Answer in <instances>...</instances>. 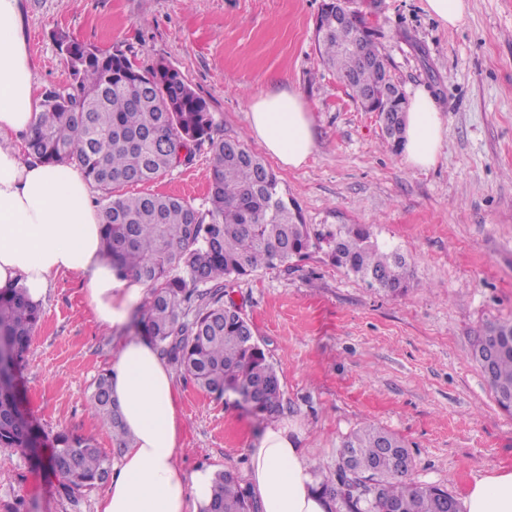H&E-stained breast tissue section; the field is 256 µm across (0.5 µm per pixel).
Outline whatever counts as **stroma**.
<instances>
[{
	"label": "stroma",
	"instance_id": "35a3bbf8",
	"mask_svg": "<svg viewBox=\"0 0 512 512\" xmlns=\"http://www.w3.org/2000/svg\"><path fill=\"white\" fill-rule=\"evenodd\" d=\"M323 0H25L28 49L39 88L67 70L50 38L60 29L99 49L118 46L140 69L165 60L206 99L215 138H240L257 154L250 104L289 90L307 102L315 149L299 168L274 165L281 192L319 231L368 224L379 242L413 261L408 292L376 293L320 243L285 266L225 282L250 319L284 390L282 422L294 425L313 469L329 470L343 436L369 421L395 433L415 460L411 478L463 498L476 480L512 471V414L503 412L470 358L477 330L512 319V0H466L458 27L425 0H378L379 43L406 95L428 92L443 142L427 169L384 144L363 111L319 62L314 22ZM208 148L152 189L202 209ZM75 275L51 277L16 384L46 434L93 439L120 455L88 408L135 329L100 326ZM183 423L180 466L244 475L265 428L231 397L177 377ZM104 485L69 497L55 476L0 448V512H98Z\"/></svg>",
	"mask_w": 512,
	"mask_h": 512
}]
</instances>
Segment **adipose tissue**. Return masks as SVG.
I'll list each match as a JSON object with an SVG mask.
<instances>
[{
    "mask_svg": "<svg viewBox=\"0 0 512 512\" xmlns=\"http://www.w3.org/2000/svg\"><path fill=\"white\" fill-rule=\"evenodd\" d=\"M23 0H0V290L25 288L40 302L55 274H76L96 321L123 326L145 296L132 279H118L103 257L102 228L90 189L70 167L23 159L16 136L38 117L34 65L27 49ZM254 136L282 166L301 167L312 154L311 111L295 92L259 97L252 105ZM443 121L432 97L415 91L406 112L404 161L432 166ZM112 395L134 442L112 469L99 512H189L206 502L211 479L178 464L181 423L175 376L148 338L127 341L112 362ZM247 479L260 512H335L315 492L311 465L289 424L266 427L249 450ZM465 512H512V471L474 482Z\"/></svg>",
    "mask_w": 512,
    "mask_h": 512,
    "instance_id": "obj_1",
    "label": "adipose tissue"
}]
</instances>
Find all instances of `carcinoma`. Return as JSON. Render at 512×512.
<instances>
[{"label": "carcinoma", "mask_w": 512, "mask_h": 512, "mask_svg": "<svg viewBox=\"0 0 512 512\" xmlns=\"http://www.w3.org/2000/svg\"><path fill=\"white\" fill-rule=\"evenodd\" d=\"M336 0H324L316 18L319 57L366 112L379 103L367 91L384 80L377 29L359 10L336 23ZM52 39L69 79L46 89L28 156L48 164L74 165L99 192L104 254L120 279L149 288L134 311L135 325L159 356L194 385L217 396L239 397L270 422L283 413L277 371L255 338L250 320L224 300V279L249 276L306 256L320 237L301 210L279 190L273 169L239 138L213 137V115L184 75L159 61L138 69L116 46L100 50L62 30ZM208 145L212 153L208 207L151 190L128 196L120 189L145 186L190 164ZM333 263L390 297L411 284V260L381 244L367 224H340L327 235ZM41 319L40 305L22 287L0 291V341L8 346L0 379V448H15L44 464L70 494L106 481L108 457L92 440L57 432L49 454L44 434L18 417L16 376ZM471 357L497 405L512 413V319H491L477 332ZM89 408L119 446L125 432L112 397L111 373L100 374ZM414 460L393 433L372 424L342 438L336 469L316 490L338 512H462L457 498L409 476ZM199 512H257L249 489L235 473L212 479L209 501Z\"/></svg>", "instance_id": "cac0c4a2"}]
</instances>
